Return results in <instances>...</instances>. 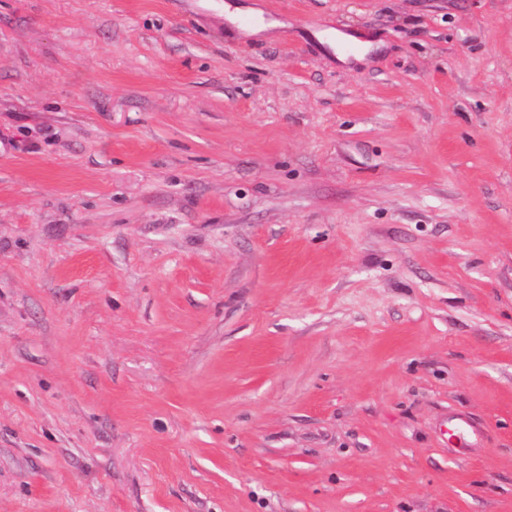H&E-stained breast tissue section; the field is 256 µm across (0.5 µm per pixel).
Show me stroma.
<instances>
[{
    "label": "stroma",
    "mask_w": 512,
    "mask_h": 512,
    "mask_svg": "<svg viewBox=\"0 0 512 512\" xmlns=\"http://www.w3.org/2000/svg\"><path fill=\"white\" fill-rule=\"evenodd\" d=\"M0 512H512V0H0Z\"/></svg>",
    "instance_id": "1"
}]
</instances>
